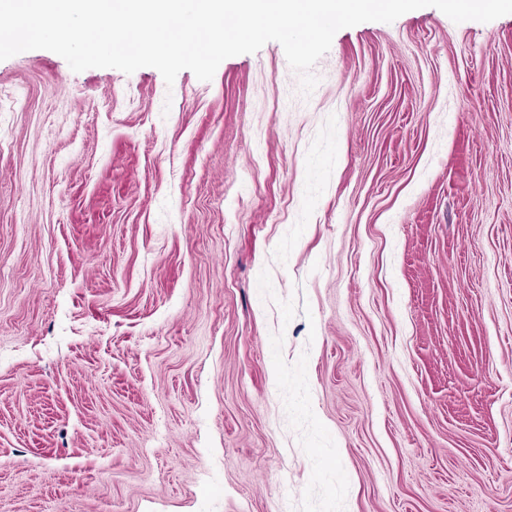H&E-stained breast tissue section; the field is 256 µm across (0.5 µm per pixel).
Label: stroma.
<instances>
[{
	"instance_id": "35a3bbf8",
	"label": "stroma",
	"mask_w": 512,
	"mask_h": 512,
	"mask_svg": "<svg viewBox=\"0 0 512 512\" xmlns=\"http://www.w3.org/2000/svg\"><path fill=\"white\" fill-rule=\"evenodd\" d=\"M313 72L0 61V512H512V14Z\"/></svg>"
}]
</instances>
